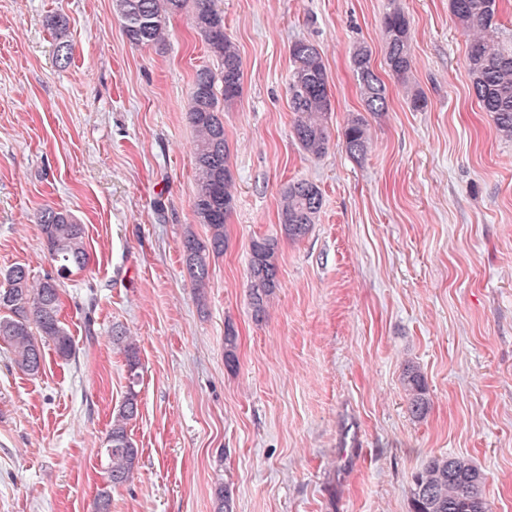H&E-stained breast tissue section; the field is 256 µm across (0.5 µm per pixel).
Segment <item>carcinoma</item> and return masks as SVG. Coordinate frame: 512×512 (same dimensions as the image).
<instances>
[{
    "label": "carcinoma",
    "instance_id": "1",
    "mask_svg": "<svg viewBox=\"0 0 512 512\" xmlns=\"http://www.w3.org/2000/svg\"><path fill=\"white\" fill-rule=\"evenodd\" d=\"M194 4L193 22L217 68L197 70L188 102V116L195 134L194 165L198 191L193 201L197 223L208 228L206 238L192 232L182 241L187 272L198 292L208 287L211 261L224 255V226L235 208L234 179L224 133V112L242 88V61L236 45L224 32V11L216 0H113L130 44L160 47L168 39V20ZM500 0H450L452 20L467 37L466 68L472 89L482 111L493 119L501 137L512 140V49L498 39ZM385 65L388 75L406 91L412 109L427 104L425 97L410 85L412 72V23L400 7L387 11L382 19ZM293 69L288 75V94L293 114L291 132L300 149L311 157L324 155L330 143L328 118L332 104L328 94L329 75L315 44L296 41L290 47ZM351 66L365 110L384 112L388 88L372 65V50L362 43L354 47ZM345 149L359 160L369 149L368 124L362 114L348 118L342 132ZM322 208V195L316 185L300 180L288 183L279 200L281 237L298 241L316 223ZM47 250L56 274L40 281L30 278L28 269L14 265L3 273L6 283L0 289V341L10 350L15 366L22 372L39 375L44 368V346L51 345L58 357L69 359L75 346L69 331L59 319L60 282L73 271L87 266L88 255L83 225L75 223L66 210L47 206L38 215ZM279 239L261 237L252 241L248 262V292L254 316L264 317L267 305L279 288ZM112 345L125 356L129 376L127 396L120 405L108 433L106 448L108 486L130 482L139 464V450L127 427L138 415L139 379L137 347L126 331L116 326ZM224 360L236 366L237 331L224 326ZM406 391L409 411L416 419L430 409L424 377L407 369ZM458 469L479 477L477 493L481 506H473L461 484L448 480V458L433 456L412 476L411 512H492L486 496L489 477L471 461L457 458Z\"/></svg>",
    "mask_w": 512,
    "mask_h": 512
}]
</instances>
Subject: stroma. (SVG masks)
<instances>
[{
  "mask_svg": "<svg viewBox=\"0 0 512 512\" xmlns=\"http://www.w3.org/2000/svg\"><path fill=\"white\" fill-rule=\"evenodd\" d=\"M243 62L224 112L236 187L227 247L197 293L186 231L206 237L187 104L211 65L193 12L169 19L164 49L127 40L112 0H0V271L54 267L39 212L85 228V271L62 280L61 320L76 348H46L32 377L0 344V512H94L106 435L127 391L119 325L138 348L133 481L111 512H409L411 476L433 456L488 474L493 512H512V141L482 112L468 42L449 0H217ZM412 21L415 111L398 83L364 111L356 43L385 70L382 17ZM67 16L64 38L50 27ZM72 47L66 68L58 41ZM315 44L330 79V147L291 134L289 49ZM371 148L345 151L349 114ZM322 194L309 234L279 237L281 189ZM279 237V286L263 319L247 288L250 245ZM238 333L224 363V324ZM431 407L408 411L407 368Z\"/></svg>",
  "mask_w": 512,
  "mask_h": 512,
  "instance_id": "35a3bbf8",
  "label": "stroma"
}]
</instances>
